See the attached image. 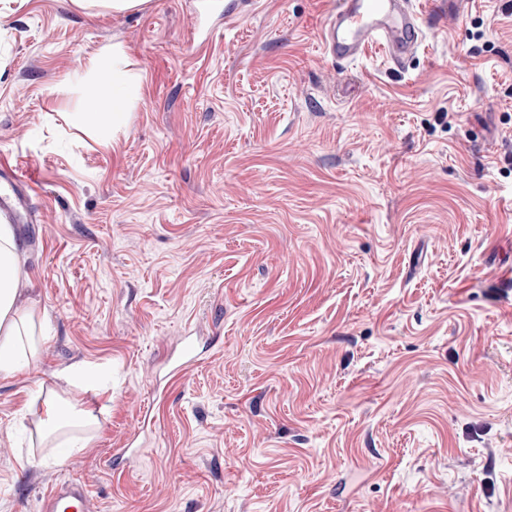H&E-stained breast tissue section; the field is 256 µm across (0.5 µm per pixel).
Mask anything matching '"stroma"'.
I'll list each match as a JSON object with an SVG mask.
<instances>
[{"label":"stroma","instance_id":"obj_1","mask_svg":"<svg viewBox=\"0 0 512 512\" xmlns=\"http://www.w3.org/2000/svg\"><path fill=\"white\" fill-rule=\"evenodd\" d=\"M508 1L446 0L398 70L326 57L327 0L229 29L201 0H0L17 302L48 336L0 375V512L71 476L96 512H512ZM112 44L140 97L105 148L70 116ZM40 390L94 408L87 447H40ZM73 2L83 9L102 7L115 12H125L139 8L146 0H74Z\"/></svg>","mask_w":512,"mask_h":512}]
</instances>
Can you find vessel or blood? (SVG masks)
Masks as SVG:
<instances>
[{
  "label": "vessel or blood",
  "instance_id": "1",
  "mask_svg": "<svg viewBox=\"0 0 512 512\" xmlns=\"http://www.w3.org/2000/svg\"><path fill=\"white\" fill-rule=\"evenodd\" d=\"M418 0H331L321 47L325 55L352 62L373 46L395 66H404L423 42ZM0 217L10 224L33 221L30 188L16 165L0 160ZM40 512H95L94 501L78 479L67 478L41 499Z\"/></svg>",
  "mask_w": 512,
  "mask_h": 512
}]
</instances>
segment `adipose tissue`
<instances>
[{
	"label": "adipose tissue",
	"instance_id": "adipose-tissue-1",
	"mask_svg": "<svg viewBox=\"0 0 512 512\" xmlns=\"http://www.w3.org/2000/svg\"><path fill=\"white\" fill-rule=\"evenodd\" d=\"M89 69L96 83L108 87L112 109L100 111L99 101L92 95L71 119L78 127L101 133L100 143L106 146L110 133L128 123L138 86L126 66V53L121 46L102 48L91 58ZM15 260L12 229L0 224V375H12L35 365L46 340L36 310L17 303ZM43 405L37 422L43 440L60 439L71 448L86 447L97 423L92 409L75 408L55 395L46 396Z\"/></svg>",
	"mask_w": 512,
	"mask_h": 512
}]
</instances>
